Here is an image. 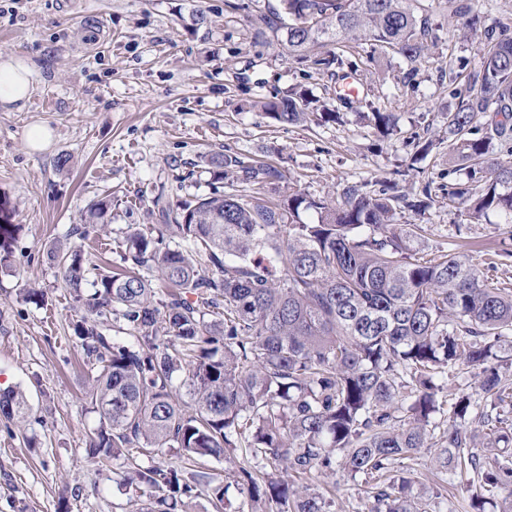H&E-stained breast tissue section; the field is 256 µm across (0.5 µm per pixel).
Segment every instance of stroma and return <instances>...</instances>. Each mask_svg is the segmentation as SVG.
<instances>
[{
  "instance_id": "stroma-1",
  "label": "stroma",
  "mask_w": 512,
  "mask_h": 512,
  "mask_svg": "<svg viewBox=\"0 0 512 512\" xmlns=\"http://www.w3.org/2000/svg\"><path fill=\"white\" fill-rule=\"evenodd\" d=\"M424 3L437 42L412 72L395 54L349 43L288 53L252 22L279 0H0V57L25 58L34 70L26 107L0 108V208L20 227L0 265V391L23 390L31 408L20 427L0 418V512H141L148 502L119 485L122 460L102 467L86 454L98 424L86 394L90 367L72 331L74 301L47 257L93 201L111 198L112 231L80 242L90 281L95 266L120 265L121 229L155 223L157 195L176 203L212 190L204 162L212 153L277 166L281 182L262 190L272 201L295 191L336 198L349 185L426 186L433 202L424 213L394 216L424 225L415 255L463 253L477 275L512 288V263L501 258L512 251V228L494 211L469 220L448 201L456 176L447 130L456 104L448 83L469 86L481 32L512 25V0H483L481 31L470 36L447 0ZM329 52L357 63L360 102L339 100L335 75L315 67ZM292 89L338 111L339 121L284 126L261 111L262 100ZM370 106L392 113V135L361 119ZM37 125L53 132L42 150L26 142ZM31 287L43 293L38 302L25 298ZM335 480L321 491L338 512H369L360 480L342 471Z\"/></svg>"
}]
</instances>
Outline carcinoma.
Instances as JSON below:
<instances>
[{"instance_id": "1", "label": "carcinoma", "mask_w": 512, "mask_h": 512, "mask_svg": "<svg viewBox=\"0 0 512 512\" xmlns=\"http://www.w3.org/2000/svg\"><path fill=\"white\" fill-rule=\"evenodd\" d=\"M420 0H280L288 52L350 40L372 53L393 51L408 64L429 57L430 18ZM472 29L473 0H448ZM474 94L455 88L448 113V160L465 179L448 202L477 220L487 211L512 223V30H487ZM306 93L263 104L282 125L306 121ZM487 120L472 137L477 115ZM385 135L389 112L365 115ZM215 180L234 187L171 206L157 198L160 223L129 225L123 262L103 269L84 295L85 255L59 245L51 261L64 273L79 316L72 323L88 362L90 400L99 416L86 441L101 463L129 461L120 481L149 496L146 512H176L199 490L224 502L225 487L196 469L204 457L235 451L234 471L251 509L335 512L336 502L301 483L336 467L360 475L371 512H441L448 476H467L471 512H512V388L500 369L512 332V289L479 278L466 256L411 257L424 227L393 223L399 204L420 214L430 191L377 193L356 186L340 200L294 192L277 203L246 191L279 182L275 166L216 153ZM107 198L90 204L75 228L87 237L111 223ZM312 210L315 221L301 213ZM15 224H0V261ZM164 286L158 291L153 279ZM212 320H205V316ZM476 370L484 400L454 393L444 409L439 375ZM191 409H186L182 396ZM3 414L27 421L20 389L0 394ZM150 448L176 450L180 464L137 463ZM434 449L430 475L414 462Z\"/></svg>"}]
</instances>
